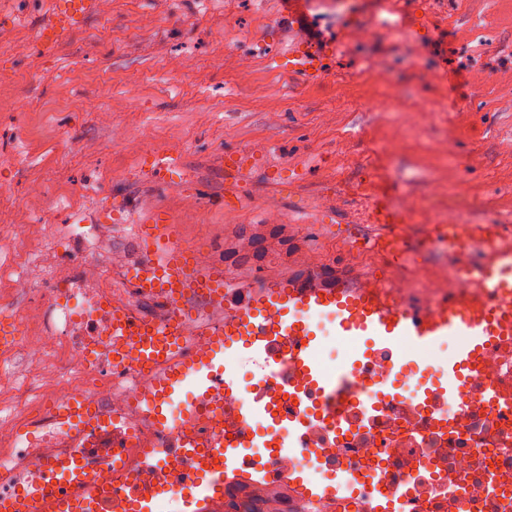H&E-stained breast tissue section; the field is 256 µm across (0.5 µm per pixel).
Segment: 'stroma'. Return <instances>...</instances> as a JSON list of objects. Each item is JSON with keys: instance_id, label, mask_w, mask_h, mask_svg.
I'll return each mask as SVG.
<instances>
[{"instance_id": "1", "label": "stroma", "mask_w": 512, "mask_h": 512, "mask_svg": "<svg viewBox=\"0 0 512 512\" xmlns=\"http://www.w3.org/2000/svg\"><path fill=\"white\" fill-rule=\"evenodd\" d=\"M384 2L361 42L350 22H372L371 0H304L297 18L282 0H101L47 55L50 0H0V314L37 303L17 278L74 281L81 258L125 287L112 265L153 208L188 245L274 218L324 258L377 232L378 196L512 232V0ZM300 30L319 80L286 64ZM421 102L419 124L403 109ZM258 146L227 215L220 158ZM157 150L184 171L174 187L145 173Z\"/></svg>"}]
</instances>
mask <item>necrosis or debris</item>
I'll return each instance as SVG.
<instances>
[{
	"instance_id": "necrosis-or-debris-1",
	"label": "necrosis or debris",
	"mask_w": 512,
	"mask_h": 512,
	"mask_svg": "<svg viewBox=\"0 0 512 512\" xmlns=\"http://www.w3.org/2000/svg\"><path fill=\"white\" fill-rule=\"evenodd\" d=\"M223 247L225 268L247 270L257 281L270 269L284 273L292 264L284 224L273 231L250 226L225 239ZM451 279L440 265L417 280L395 277L391 293L404 308L428 311L461 296ZM68 294L62 287L40 289L37 309L45 329L35 333L29 320L20 323L18 345L42 376L38 383L19 385L16 404L0 417V492L48 481V458L69 456V449L44 448L29 437L50 427L54 407L76 393L112 414L111 446L83 451L107 494V512H120L142 490L154 492L160 512L177 506L188 512L191 485L211 470L210 443L220 434L240 435V428L225 410L198 404L193 393L167 404L168 424L156 425L136 403L156 370L133 362L121 368L91 365L88 353L107 344L108 328L101 322L93 335H69L76 311L61 319L55 314ZM251 296V289L231 288L223 309L193 296L185 306L219 329ZM267 343L265 362L260 373L251 374L248 388L273 399L277 435L293 439L297 450L288 455L269 445L244 454L239 468L223 477V512H375L381 499L390 512H512V336L478 356L461 401L425 403L401 386L379 398L374 410L367 409L360 383L392 380L399 353L371 348L364 366L352 371V387L338 394L331 422L314 414L327 401L319 390L308 389L306 404H294L297 370L288 347L277 336ZM185 435L201 445L190 461L179 448ZM148 454L166 460L167 472L144 467ZM313 463L323 479L349 470L352 488L337 495L303 493L292 476Z\"/></svg>"
}]
</instances>
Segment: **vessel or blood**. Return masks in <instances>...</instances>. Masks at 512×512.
<instances>
[{
  "instance_id": "obj_1",
  "label": "vessel or blood",
  "mask_w": 512,
  "mask_h": 512,
  "mask_svg": "<svg viewBox=\"0 0 512 512\" xmlns=\"http://www.w3.org/2000/svg\"><path fill=\"white\" fill-rule=\"evenodd\" d=\"M101 0H54V8L36 31L39 48L47 53L72 32L82 29L100 10ZM290 69L317 80L321 69L316 59L294 50L288 57ZM176 164L163 151L154 152L147 164L148 173L172 184ZM376 210L382 217L380 232L356 244L359 252L371 254L381 262H406L402 248L403 226L398 213L384 200H377ZM181 227L173 217L151 211L137 228L138 255L129 266L127 277L132 287L164 298L171 306L160 321L136 319L106 293L91 296L78 325L81 335H91L98 320H106L111 339L94 360L120 367L130 362L162 368L156 386L140 395L146 410L166 420L165 402L173 400L184 387H192L201 397H209L214 379L224 365L237 353L240 337L250 335L262 325L270 335L301 336L305 342L291 349L293 364L298 368L303 385L326 386L329 395H336L348 385L347 377L326 381L317 361V327L314 319L323 314L336 318L340 336L364 338L378 346L397 347L409 344L412 362H427L436 343L448 336L461 337L462 343L445 365L446 379L441 393L449 398L461 397L465 389L466 370L476 355L495 337L512 333V234L499 224L467 223L457 218L437 224L435 237H425V249L441 248L458 252L462 241L478 243L482 250L479 264L460 257L455 280L459 288H487L501 298L493 306L481 300L442 303L432 312L415 316L399 312L393 301L383 295L388 287L385 279H374L372 272L356 277L337 276L305 282L278 272L268 273L260 280V288L251 300L241 306L232 323L217 331L209 355L202 360L184 359L182 353L192 336L205 331V322H189L180 314V304L187 293L202 295L212 307H222L224 291L243 288L247 282L225 276L220 259L202 263L196 251L180 243ZM375 280L377 293L365 288ZM225 390L233 394V409L245 426L258 427L271 419V409L264 399L241 391L238 384L228 382ZM58 426L43 435V444L53 448L65 445L73 453L66 460H50L51 480L48 483L15 488L0 494V512H38L42 498L57 487H70L71 493L61 501L65 512H96L95 505L105 497L103 489L85 468L81 450L88 447L87 432L97 429L99 442L112 443V415L100 410L82 396H66L57 408ZM215 471L233 468L240 456L241 444L225 445L223 438L212 443ZM197 512H216L223 501V485L216 480L198 481L191 491Z\"/></svg>"
}]
</instances>
